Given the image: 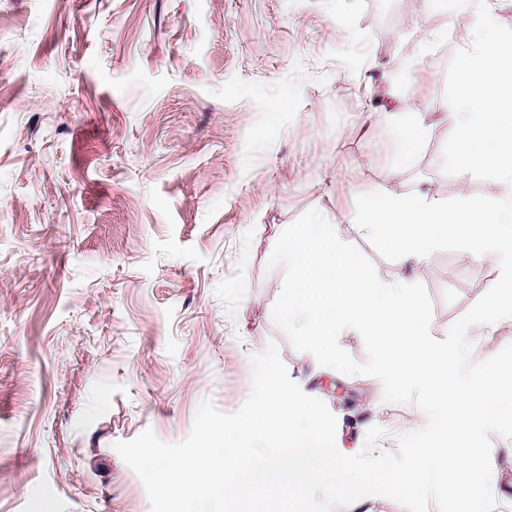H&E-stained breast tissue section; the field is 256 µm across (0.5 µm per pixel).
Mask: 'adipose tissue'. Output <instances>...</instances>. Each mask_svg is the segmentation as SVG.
<instances>
[{"instance_id":"obj_1","label":"adipose tissue","mask_w":512,"mask_h":512,"mask_svg":"<svg viewBox=\"0 0 512 512\" xmlns=\"http://www.w3.org/2000/svg\"><path fill=\"white\" fill-rule=\"evenodd\" d=\"M463 18L470 21L473 48L455 75L453 104L461 118L453 157L464 174L486 175L487 193L474 197L463 190L448 203L423 192L386 190L360 196L352 222L414 268L425 265L449 232L468 227L463 252L499 271L473 315L454 330L469 341L492 328L488 312L512 319V37L495 34L490 0H450L449 22Z\"/></svg>"}]
</instances>
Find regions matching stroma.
<instances>
[{"mask_svg": "<svg viewBox=\"0 0 512 512\" xmlns=\"http://www.w3.org/2000/svg\"><path fill=\"white\" fill-rule=\"evenodd\" d=\"M0 0V512H150L115 451L152 429L185 438L212 398L248 397L249 356L276 344L337 418L336 447L421 429L293 349L274 324L284 269L267 261L306 211L336 224L386 283H421L444 339L496 281L456 240L418 270L351 222L387 187L455 199L486 181L451 158L454 72L469 23L446 0ZM436 49H429V42ZM426 109L396 174L391 95ZM496 512H512V439L491 437Z\"/></svg>", "mask_w": 512, "mask_h": 512, "instance_id": "obj_1", "label": "stroma"}]
</instances>
